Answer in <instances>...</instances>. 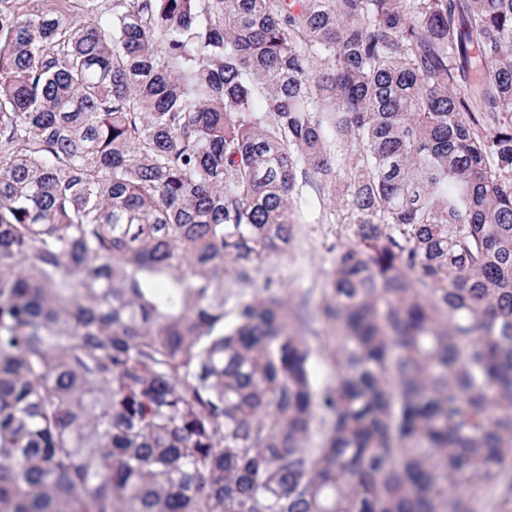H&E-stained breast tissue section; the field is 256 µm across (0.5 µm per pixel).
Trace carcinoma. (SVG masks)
Masks as SVG:
<instances>
[{
  "label": "carcinoma",
  "mask_w": 512,
  "mask_h": 512,
  "mask_svg": "<svg viewBox=\"0 0 512 512\" xmlns=\"http://www.w3.org/2000/svg\"><path fill=\"white\" fill-rule=\"evenodd\" d=\"M0 512H512V0H0ZM335 233V224H299V247L265 265L258 288L263 286L266 276L273 278V287L285 288L294 294L313 288L312 308L316 309L320 304L323 272L329 268L331 259L322 244L333 240ZM313 334L316 336H312ZM309 336H312L311 342L319 349L321 358L326 360L333 348L330 337L332 335L328 324L321 317L317 316Z\"/></svg>",
  "instance_id": "cac0c4a2"
}]
</instances>
